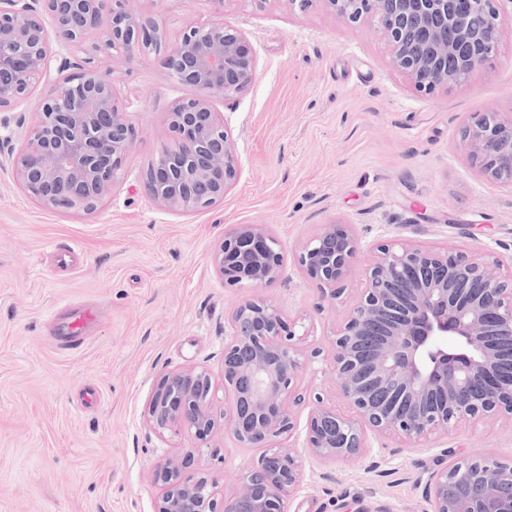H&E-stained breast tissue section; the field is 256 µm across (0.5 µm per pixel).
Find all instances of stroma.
Returning a JSON list of instances; mask_svg holds the SVG:
<instances>
[{
	"label": "stroma",
	"instance_id": "stroma-1",
	"mask_svg": "<svg viewBox=\"0 0 512 512\" xmlns=\"http://www.w3.org/2000/svg\"><path fill=\"white\" fill-rule=\"evenodd\" d=\"M129 6L156 17L170 44L202 21L224 20L246 33L253 82L233 99L212 97L235 143L239 175L205 211H171L141 192L158 151L175 144L171 103L194 93L169 78L155 54L118 50L104 59L138 137L95 213L36 203L8 158L53 77L0 112V512H154L156 462L189 450L217 498L234 495L262 449L241 447L228 433L200 448L187 436L164 438L147 412L163 374L196 366L210 370L214 405L223 410L230 318L257 296L284 317L302 318L313 354L298 376L296 426L282 442L300 455L303 472L289 512H426L428 475L455 455L512 460V426L500 422L468 424L416 448L377 437L336 461L307 455L310 411L341 403L331 357L352 298L331 299L295 265L302 245L332 223L350 225L359 242L357 279L387 241L448 244L512 261V189L483 179L461 140L474 113L512 114V0L501 4L495 66L430 95L391 67L372 23L352 27L323 0L303 10L287 0ZM239 224L266 225L278 239L285 271L275 285L225 286L212 256ZM67 246L78 248L81 266L61 274L48 255ZM65 301L99 305L90 341L69 355L47 334Z\"/></svg>",
	"mask_w": 512,
	"mask_h": 512
}]
</instances>
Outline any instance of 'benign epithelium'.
<instances>
[{
    "label": "benign epithelium",
    "instance_id": "1",
    "mask_svg": "<svg viewBox=\"0 0 512 512\" xmlns=\"http://www.w3.org/2000/svg\"><path fill=\"white\" fill-rule=\"evenodd\" d=\"M42 2V8L36 2ZM128 0H0V111L28 96L51 71L46 22L60 46L99 35L98 49L78 61L60 59L56 85L43 96L25 142L11 153L16 180L36 202L91 214L110 198L137 131L102 66L121 48L146 53L161 36L154 18ZM353 26L374 23L394 69L418 92L457 87L495 64L501 0H322ZM170 78L195 94L167 112L177 144L163 148L141 190L173 211L206 210L224 200L239 165L224 116L212 95L232 98L254 78L245 32L224 21L193 25L162 54ZM480 175L512 189V117L478 112L461 131ZM359 250L347 224H327L297 255L322 291H347ZM213 260L224 284L267 288L283 275L277 239L264 224H239L224 234ZM224 342L222 375L229 410L217 415L209 369L172 371L157 382L148 408L153 430L187 432L204 441L227 431L247 448H264L240 490L217 500L195 456L164 458L155 512H288L301 479L300 462L280 442L294 429L301 401L297 378L308 360L298 320L261 298L240 305ZM336 388L344 406L310 413L306 449L337 459L362 452L367 433L416 447L467 422L512 424V266L488 253L412 242L385 243L362 279L333 347ZM430 512H512V462L459 455L425 484Z\"/></svg>",
    "mask_w": 512,
    "mask_h": 512
}]
</instances>
